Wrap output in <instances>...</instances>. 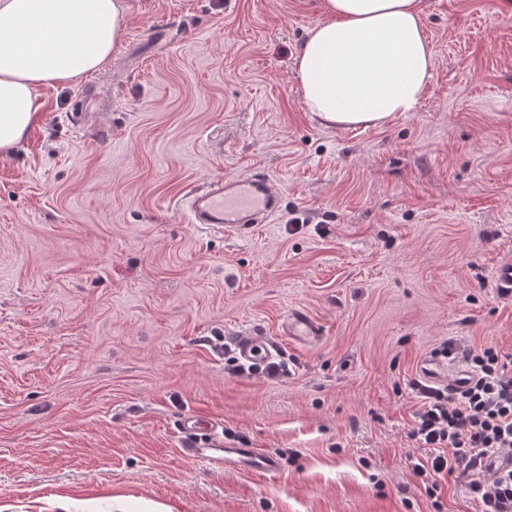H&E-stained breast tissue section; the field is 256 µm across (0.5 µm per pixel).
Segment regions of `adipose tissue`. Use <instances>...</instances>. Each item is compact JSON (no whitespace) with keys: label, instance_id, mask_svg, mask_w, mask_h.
<instances>
[{"label":"adipose tissue","instance_id":"obj_1","mask_svg":"<svg viewBox=\"0 0 512 512\" xmlns=\"http://www.w3.org/2000/svg\"><path fill=\"white\" fill-rule=\"evenodd\" d=\"M295 56L303 103L326 126H382L413 111L433 75L421 0H322ZM127 25L122 0H0V156L32 126L37 91L98 71Z\"/></svg>","mask_w":512,"mask_h":512}]
</instances>
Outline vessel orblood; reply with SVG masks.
<instances>
[{"label":"vessel or blood","mask_w":512,"mask_h":512,"mask_svg":"<svg viewBox=\"0 0 512 512\" xmlns=\"http://www.w3.org/2000/svg\"><path fill=\"white\" fill-rule=\"evenodd\" d=\"M186 206L192 223L204 224L221 231L239 233L264 224L281 210V197L274 189L269 176L260 170L243 178H218L206 188L191 191ZM282 334L294 342L310 343L321 335L318 325L300 309L292 310L285 318ZM422 375L451 389L460 388L465 375L461 369L449 368L446 355L437 353L421 365ZM217 423L188 418L183 429L189 439L182 452L190 458L204 459L218 467L249 475L271 474L279 470L280 463L272 454L248 445L232 448L204 447L194 440L196 431H216Z\"/></svg>","instance_id":"1"}]
</instances>
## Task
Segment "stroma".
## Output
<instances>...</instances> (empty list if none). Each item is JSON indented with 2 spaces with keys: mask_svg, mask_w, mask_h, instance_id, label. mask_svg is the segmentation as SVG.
<instances>
[{
  "mask_svg": "<svg viewBox=\"0 0 512 512\" xmlns=\"http://www.w3.org/2000/svg\"><path fill=\"white\" fill-rule=\"evenodd\" d=\"M124 5L109 62L40 88L0 157V512H481L413 474L408 432L445 342L512 356V0H422L425 97L350 129L293 68L320 0ZM256 168L270 223H190L189 191ZM299 307L315 344L281 334ZM254 333L283 374L230 370ZM191 415L279 471L185 457Z\"/></svg>",
  "mask_w": 512,
  "mask_h": 512,
  "instance_id": "obj_1",
  "label": "stroma"
}]
</instances>
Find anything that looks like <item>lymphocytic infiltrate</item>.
Here are the masks:
<instances>
[{
    "label": "lymphocytic infiltrate",
    "mask_w": 512,
    "mask_h": 512,
    "mask_svg": "<svg viewBox=\"0 0 512 512\" xmlns=\"http://www.w3.org/2000/svg\"><path fill=\"white\" fill-rule=\"evenodd\" d=\"M444 348L456 349L451 341ZM459 352L472 368L465 389L413 384L419 408L408 436L430 451L413 472L434 485L459 474L483 512H512V469L486 466L492 456L512 455V357L492 346Z\"/></svg>",
    "instance_id": "lymphocytic-infiltrate-1"
}]
</instances>
